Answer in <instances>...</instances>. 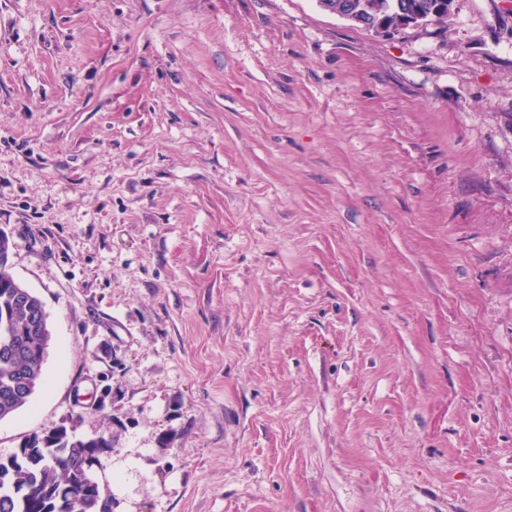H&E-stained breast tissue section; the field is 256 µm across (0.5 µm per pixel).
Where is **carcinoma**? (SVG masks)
Here are the masks:
<instances>
[{"label":"carcinoma","instance_id":"cac0c4a2","mask_svg":"<svg viewBox=\"0 0 512 512\" xmlns=\"http://www.w3.org/2000/svg\"><path fill=\"white\" fill-rule=\"evenodd\" d=\"M0 420L26 406L44 383L52 341L39 296L21 300L6 261L11 246L0 232ZM23 456L0 458V512H111L97 481L87 479L86 445L68 436L51 442L37 435L23 442Z\"/></svg>","mask_w":512,"mask_h":512}]
</instances>
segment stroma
<instances>
[{"mask_svg":"<svg viewBox=\"0 0 512 512\" xmlns=\"http://www.w3.org/2000/svg\"><path fill=\"white\" fill-rule=\"evenodd\" d=\"M0 231L112 512H512V0H0ZM325 1L326 2H323V5L333 15H336L351 22L354 26L371 30L375 34L382 36L395 35V33H397L399 30L404 29L408 26L423 27L428 25H434L435 21L436 24L438 25L444 24L448 20V17L451 16V14H448V12H454L456 3V0H446V2H448V11H443L438 15V13L442 10L441 4H437L435 7L431 9L430 12L423 11L431 8L437 2H440L438 0H399L402 7L404 5V2L407 1L410 2L409 6H417L421 10L412 9V11H408L404 8H401L400 5L396 3V10L400 16V19L399 25L397 27H394L390 26V24H396L397 14L393 16H385V22L388 23L387 25L381 19V13L379 14L380 17H378L377 15L370 17L363 11L362 7H357V5L361 3L360 0H354L356 2V6L352 5V3L349 0Z\"/></svg>","mask_w":512,"mask_h":512,"instance_id":"stroma-1","label":"stroma"}]
</instances>
